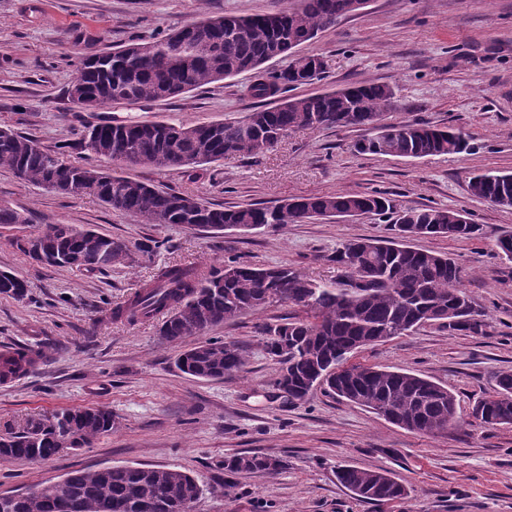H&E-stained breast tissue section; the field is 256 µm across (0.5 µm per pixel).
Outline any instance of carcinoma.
<instances>
[{
  "label": "carcinoma",
  "instance_id": "cac0c4a2",
  "mask_svg": "<svg viewBox=\"0 0 512 512\" xmlns=\"http://www.w3.org/2000/svg\"><path fill=\"white\" fill-rule=\"evenodd\" d=\"M352 0H300L296 8L253 15L200 19L150 41L132 40L101 50L81 61L71 87L91 99L109 102H154L174 98L206 85L251 71V96L261 101L280 91L320 80L326 61L307 75L297 60L279 73L264 70L272 57H291L300 45L352 12ZM396 93L382 83H364L323 93L292 96L275 106L259 105L243 120L85 125L76 140L52 148L8 127H0V167L25 183L61 196L83 193L144 224H177L214 230H275L313 219L332 220L357 208L361 214L393 210L379 193L312 194L299 198L301 209L288 201L264 206H216L173 189H158L136 177L110 173L93 163L72 162L69 153L86 150L104 159L117 158L127 167L174 169L187 179L201 178L205 165L230 157L263 153L260 143L274 144L296 129H333L380 121L398 131L382 143L380 135L356 144L361 153L419 159L468 150L460 129H439L420 122H391ZM472 197L512 208V174L487 172L470 178ZM462 212L426 207L397 212L392 238L367 237L344 242L327 260L339 275L318 283L290 266L249 264L231 258L225 265L239 274L224 278V268L203 270L186 264H165L123 303L112 318L129 323L166 315L159 333L182 343L206 329L274 306H288L287 316L263 326L266 351L277 360L274 384L288 402H306L318 387L331 396L372 410L410 432L439 436L457 423V404L448 388L412 372L377 365L353 364L361 349L391 340L425 324L450 331L479 334L486 326L462 287V270L448 254L414 249V237L471 239L479 225L458 218ZM25 212L0 205V224H29ZM39 262L58 268L102 272L112 267L109 249L128 245L93 229L47 224ZM27 292L23 279L0 271V294L14 299ZM3 354L0 353V358ZM5 358V357H3ZM25 348L5 358L8 373L19 377L34 365ZM247 353L236 342L207 339L191 344L177 366L197 379L220 380L245 370ZM472 417L488 427L512 426V370L496 375L493 394L481 399ZM117 421L105 406L63 408L27 421L25 427L0 437V460L39 463L64 449H82L112 432ZM283 467L270 455L241 454L224 460V471L269 472ZM337 481L356 499L378 503L402 499L406 487L384 471L345 464ZM202 490L188 473L155 465L113 466L99 471L74 469L60 480L32 487L15 502L0 496V512H192Z\"/></svg>",
  "mask_w": 512,
  "mask_h": 512
}]
</instances>
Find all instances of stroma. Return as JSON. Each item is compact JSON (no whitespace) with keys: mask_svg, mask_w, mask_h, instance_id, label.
<instances>
[{"mask_svg":"<svg viewBox=\"0 0 512 512\" xmlns=\"http://www.w3.org/2000/svg\"><path fill=\"white\" fill-rule=\"evenodd\" d=\"M296 0H0V127L51 148L83 122L239 119L257 101L253 73L149 103H114L82 111L66 90L81 60L133 39L208 17L249 15ZM300 53L323 56L324 77L298 94L378 82L396 92L391 120L461 128L469 152L422 159L361 154L366 128L291 132L264 155L232 157L188 180L176 170L132 168V176L230 208L310 194L380 192L396 209L434 206L470 214L479 236L422 237L413 247L446 253L485 315L481 334L426 325L367 347L357 362L412 371L454 393L461 423L439 437L414 434L357 405L315 391L291 404L273 382L278 365L266 352L263 323L287 315L272 307L207 329L205 338L232 340L248 355L246 370L221 381L182 373V345L166 342L160 320L130 324L111 309L166 263L222 266L228 257L286 264L327 283V260L346 240L385 236L377 216L312 220L262 232H217L143 224L90 196L61 197L25 184L0 168V204L31 215L28 224L0 226V271L26 280L16 300L0 295V348L49 351L25 377L0 383V436L38 414L103 405L118 420L112 434L40 464L0 463V495L59 480L73 469L157 465L190 473L203 490L193 512H512V426L468 424L473 405L494 390L499 371L512 370V263L493 253L494 239L512 232V208L473 199L472 174H512V0H368L367 5L304 43ZM47 224L92 226L124 240L134 261L105 273L43 265L12 241ZM163 242L153 253L150 241ZM280 458L277 473L227 475L234 455ZM351 464L388 472L405 498L382 504L355 500L336 479ZM232 491H225V482Z\"/></svg>","mask_w":512,"mask_h":512,"instance_id":"stroma-1","label":"stroma"}]
</instances>
